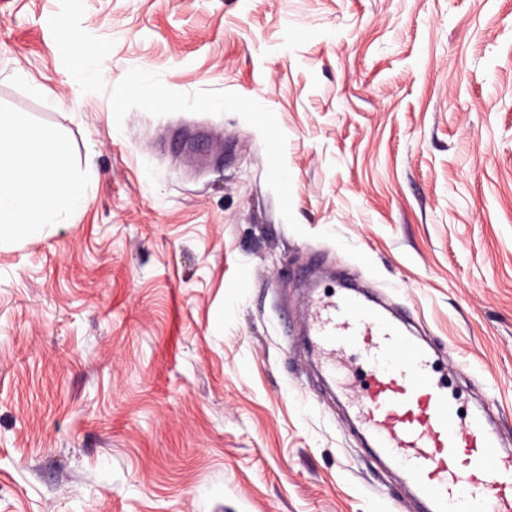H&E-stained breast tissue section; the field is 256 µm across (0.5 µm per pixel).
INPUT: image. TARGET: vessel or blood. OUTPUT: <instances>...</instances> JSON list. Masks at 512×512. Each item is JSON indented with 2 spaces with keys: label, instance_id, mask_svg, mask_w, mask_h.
<instances>
[{
  "label": "vessel or blood",
  "instance_id": "obj_1",
  "mask_svg": "<svg viewBox=\"0 0 512 512\" xmlns=\"http://www.w3.org/2000/svg\"><path fill=\"white\" fill-rule=\"evenodd\" d=\"M308 347L335 375L338 354L363 355L369 383L353 398L370 451L392 462L426 512H512V448L485 413L462 415L431 354L373 300L339 291L309 309Z\"/></svg>",
  "mask_w": 512,
  "mask_h": 512
}]
</instances>
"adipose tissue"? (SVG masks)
Masks as SVG:
<instances>
[{"mask_svg": "<svg viewBox=\"0 0 512 512\" xmlns=\"http://www.w3.org/2000/svg\"><path fill=\"white\" fill-rule=\"evenodd\" d=\"M54 133L0 114V242L40 236L59 205L87 206Z\"/></svg>", "mask_w": 512, "mask_h": 512, "instance_id": "1", "label": "adipose tissue"}]
</instances>
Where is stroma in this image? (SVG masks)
Returning <instances> with one entry per match:
<instances>
[{"label": "stroma", "instance_id": "1", "mask_svg": "<svg viewBox=\"0 0 512 512\" xmlns=\"http://www.w3.org/2000/svg\"><path fill=\"white\" fill-rule=\"evenodd\" d=\"M1 112L90 202L0 244V512H421L297 344L315 259L512 437V0H0ZM107 52L103 46L73 47L71 75L77 83L99 81L110 75L104 66Z\"/></svg>", "mask_w": 512, "mask_h": 512}]
</instances>
